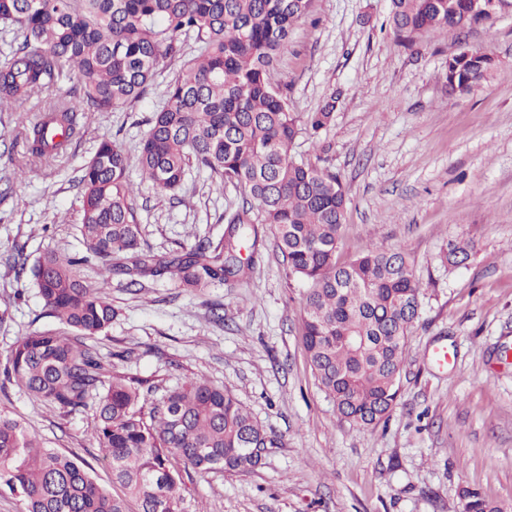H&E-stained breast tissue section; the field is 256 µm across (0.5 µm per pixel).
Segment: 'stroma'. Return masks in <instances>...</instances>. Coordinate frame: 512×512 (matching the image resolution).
Returning a JSON list of instances; mask_svg holds the SVG:
<instances>
[{
  "label": "stroma",
  "mask_w": 512,
  "mask_h": 512,
  "mask_svg": "<svg viewBox=\"0 0 512 512\" xmlns=\"http://www.w3.org/2000/svg\"><path fill=\"white\" fill-rule=\"evenodd\" d=\"M389 8V0H312L276 67L294 111L339 96L330 125L295 144L298 156H321L345 188L339 260L399 248L422 284L389 416L359 432L337 413L302 344L305 286L287 276L272 235L244 279L197 294L166 281L138 294L116 276L107 290L117 316L93 341L107 367L147 380L157 398L204 377L279 442L245 473L200 474L174 461L187 512H463L466 487L512 506V357L500 358L512 349V7L462 36L425 32L410 48L389 29ZM463 48L491 53L499 73L452 95L447 62ZM197 49L185 40L181 59L133 104L87 114L82 137L49 164L24 153L18 113L0 112V370L17 338L59 327L7 258L19 247L33 257L82 253L78 180L101 138L130 159L145 247L166 255L223 238L241 188L216 189L194 168L172 200L137 162L148 118ZM458 238L474 250L451 268L444 255ZM440 346L444 364L433 355ZM1 410L109 483L91 411L32 400L0 374Z\"/></svg>",
  "instance_id": "1"
}]
</instances>
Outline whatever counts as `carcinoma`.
Returning <instances> with one entry per match:
<instances>
[{
	"mask_svg": "<svg viewBox=\"0 0 512 512\" xmlns=\"http://www.w3.org/2000/svg\"><path fill=\"white\" fill-rule=\"evenodd\" d=\"M311 0H0V21L21 41L0 57V108L25 116L23 146L51 162L80 138L81 118L137 101L181 39L198 45L167 89L165 105L148 120L138 164L145 180L174 195L192 167L210 171L219 187L245 194L227 218L224 241L200 242L169 255L141 247L128 159L102 139L78 181L84 250L47 251L34 262L16 250L14 268L38 290L64 326L18 338L7 355L8 379L32 399L76 412L93 411L91 438L112 471L114 495L78 457L47 448L19 420L0 411V492L20 512H184L176 456L200 474L255 467L248 448H273L268 435L228 390L192 378L150 403L145 381L109 371L90 344L117 312L105 296L112 275L141 292L168 280L199 293L246 276L239 248L256 247L259 225L270 227L288 276L306 284L303 340L310 365L340 416L359 430L377 425L396 405L407 336L418 317L421 284L401 251L367 252L340 263L346 193L336 173L295 156L303 128L317 134L331 122L332 95L303 118L275 79L294 24ZM512 0H390L388 24L407 47L439 29L461 34ZM77 79L69 96L26 117L37 90L54 87L63 65ZM494 58L466 49L448 57V93L468 94L494 76ZM473 245L448 242L456 266ZM103 270L90 288L77 268ZM464 512H505L478 491L461 492Z\"/></svg>",
	"mask_w": 512,
	"mask_h": 512,
	"instance_id": "1",
	"label": "carcinoma"
}]
</instances>
